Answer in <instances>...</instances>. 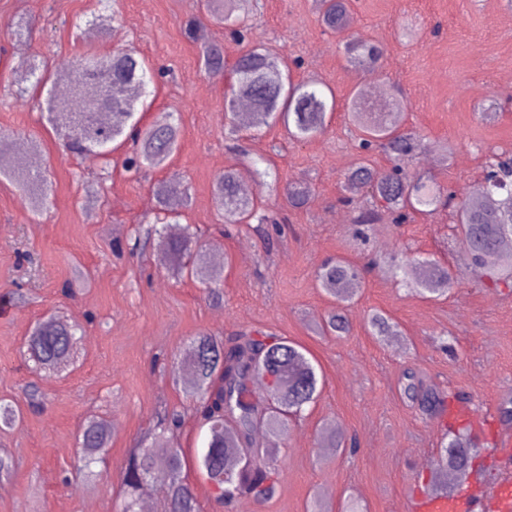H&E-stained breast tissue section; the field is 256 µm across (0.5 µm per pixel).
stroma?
Instances as JSON below:
<instances>
[{
    "label": "stroma",
    "instance_id": "35a3bbf8",
    "mask_svg": "<svg viewBox=\"0 0 512 512\" xmlns=\"http://www.w3.org/2000/svg\"><path fill=\"white\" fill-rule=\"evenodd\" d=\"M98 7L97 0H0V131L16 143H39L50 185L35 214L20 191L0 184V295H17L0 311V399L18 401L21 387L33 384L44 400L0 430V453L15 462L11 476L0 478V512H116L128 449L168 410L185 413L174 442L194 456L207 432L194 419L195 401L173 385L171 373L202 333L286 337L310 352L324 378L315 403L291 424L279 449L277 495L252 502V512H306L318 492L335 512L349 500L360 512H405L407 500L424 491L425 467L446 433L442 417L405 397L407 367L463 397L481 418L473 432L480 449L475 469L485 481L496 480L494 438L512 432L498 413L512 399V288L480 280L462 254L450 209L398 227L377 224L361 238L342 199L360 158L379 170L392 166L381 149H359L346 116L354 91L371 81L406 102L399 129L416 134L419 147L405 166L457 199L480 184L492 153L512 152V0H353V22L342 34L323 26L314 0H252L241 13L249 27L242 44L201 10L200 0H116L110 31L90 41L72 23ZM18 17L28 22L19 38L6 30ZM191 18L210 41L223 44L227 60L244 45L261 43L300 62L296 79L336 95L327 131L304 142L279 123L225 135L228 86L202 70L199 47L184 34ZM351 36L381 45L380 73L347 66L344 44ZM128 48L158 72L141 126L162 112L177 113L181 126L167 165L141 173L124 166L135 149L130 140L101 158L64 150L32 103L10 86L13 70L32 56L53 72L90 50ZM448 145L454 155L445 163ZM248 154L269 159L278 174L262 203L278 212L280 224L265 237L243 224L219 223L214 207L217 177L228 167L248 173ZM169 178L189 195L188 206L177 209L180 226L196 230L199 247L224 254L222 304L197 281L169 277L155 243L135 258L113 248L135 227L151 224L153 186ZM303 178L312 185L308 201L288 208L284 192ZM90 185L101 200L94 211L85 206ZM397 250L447 265L454 288L433 298L371 273L347 311L348 333L314 335L332 306L316 268L328 258L361 264ZM69 280L74 288L66 295ZM376 310L398 323L397 341L372 335L368 319ZM47 315L83 327L70 362L55 371L40 368L25 346ZM91 415L110 423L111 440L89 487L73 471L79 429ZM331 423L357 438L355 456L321 451L320 432Z\"/></svg>",
    "mask_w": 512,
    "mask_h": 512
}]
</instances>
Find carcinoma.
Returning a JSON list of instances; mask_svg holds the SVG:
<instances>
[{
    "mask_svg": "<svg viewBox=\"0 0 512 512\" xmlns=\"http://www.w3.org/2000/svg\"><path fill=\"white\" fill-rule=\"evenodd\" d=\"M247 0H205L210 17L222 23L239 21L238 11ZM321 21L329 29L340 32L351 20V0H320ZM185 34L199 44L201 66L206 71H227L233 90L231 105L240 99L252 105L249 125L254 128L280 122L293 138L305 140L323 133L335 111L332 90L324 91L317 84L296 80L290 68L274 51L256 46L241 53L232 65L224 59V46L208 41L200 22L193 18L185 24ZM347 62L363 74H375L382 68L383 49L369 40L353 37L346 44ZM148 68L134 52L117 50L95 58L88 53L81 60L58 70L52 84L63 83L76 88L77 93L64 100L55 89L47 91L39 107L48 124L61 136L69 151L98 158L112 150V143L126 131L135 133L139 150L128 160L129 167L161 169L176 150L180 125L171 112L163 113L152 125L142 129L136 114L145 106ZM45 83L44 62L36 57L16 68L12 84L19 96L29 95L30 89ZM87 98L100 103L97 112H82ZM391 107L385 112H372L365 106L360 93L349 101L347 116L360 133L359 147L370 151L379 147L393 160L387 173L377 172L360 163L347 176L350 195L342 202L356 204L355 195L366 192L380 208L362 209L354 222L375 224L381 220L379 210L388 213L394 224L410 222L416 213L442 201L454 206L456 224L467 247L472 265L483 271L495 286L512 288V254L500 253L503 240L512 237V158L492 165L494 177L480 185L482 201H454L452 193H444L423 181L421 175L406 170L401 161L414 148L416 137L402 133L394 126L393 113L403 105L399 92L391 95ZM267 160L260 157L250 162L252 177L262 187L270 176ZM41 155L34 151L16 170L0 169V180L9 181L25 195L34 211L41 210L47 200L46 181L39 175ZM185 192L175 180L159 182L155 187L158 248L167 261L166 270L174 278L189 275L209 289L214 301L223 299L219 287L220 269L209 255L192 248L186 235L167 234L168 218L174 213L170 199ZM309 195L304 181L288 185L286 199L293 208L302 207ZM215 207L226 224H248L256 221L255 230L265 232V225L279 223L276 214L266 210L252 196L239 189L236 169L227 168L216 181ZM387 266L402 273L403 278L419 293L444 296L456 280L448 267L422 258L406 263L397 256L388 257ZM376 268L374 264L356 265L345 259L323 263L316 271L320 287L336 300L317 327L320 335H340L347 331L345 311L357 296L354 285H362L365 276ZM373 335L391 339L401 335L399 326L380 311L370 315ZM76 326L43 320L35 324L27 340V349L45 368L65 363L74 346ZM277 355L287 373L274 388L266 391L262 400L249 396L250 386L264 383L270 358ZM174 382L198 402L199 427L208 429L204 446L195 456V466L210 483L214 499L227 505L239 496H249L258 502L271 499L279 486L280 470L276 451L288 432L290 418L300 414L305 405L314 401L323 385V376L307 356L302 346L280 336L260 332L242 334L224 342L209 334L196 337L185 350ZM405 396L433 414L445 411V396L413 369L403 374ZM19 417V407L10 401H0V427L12 426ZM181 415L169 412L161 419L162 431L148 435L150 444L129 450L121 475L122 500L119 512H142L145 499L156 494L162 498V512H200L197 496L185 481L183 450L159 447L165 432L180 426ZM265 442H255L257 434ZM448 442L441 445L440 458L429 468L428 488L448 494L457 491L452 475L472 469L471 462L478 449L459 429L451 428ZM85 462L83 478L90 482L95 474L90 465L105 458L109 451L110 430L95 418L84 421L78 436Z\"/></svg>",
    "mask_w": 512,
    "mask_h": 512,
    "instance_id": "cac0c4a2",
    "label": "carcinoma"
}]
</instances>
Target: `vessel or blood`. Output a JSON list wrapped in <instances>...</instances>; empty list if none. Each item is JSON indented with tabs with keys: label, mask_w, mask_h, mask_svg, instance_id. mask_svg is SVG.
Here are the masks:
<instances>
[{
	"label": "vessel or blood",
	"mask_w": 512,
	"mask_h": 512,
	"mask_svg": "<svg viewBox=\"0 0 512 512\" xmlns=\"http://www.w3.org/2000/svg\"><path fill=\"white\" fill-rule=\"evenodd\" d=\"M464 497H448L443 492H427L407 502L406 512H512V478L475 486L473 477H466Z\"/></svg>",
	"instance_id": "1"
}]
</instances>
